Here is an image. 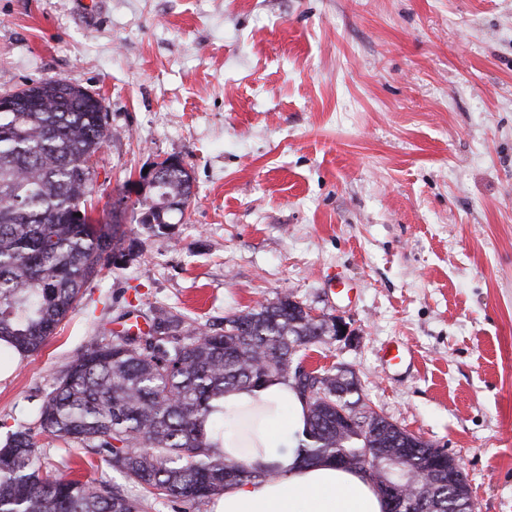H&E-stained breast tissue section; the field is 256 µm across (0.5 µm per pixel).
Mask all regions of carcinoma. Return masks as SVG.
<instances>
[{"label": "carcinoma", "mask_w": 512, "mask_h": 512, "mask_svg": "<svg viewBox=\"0 0 512 512\" xmlns=\"http://www.w3.org/2000/svg\"><path fill=\"white\" fill-rule=\"evenodd\" d=\"M0 111V356L38 351L77 304L87 282L125 257L117 224L77 216L91 197V159L106 136L103 99L63 78L12 93ZM195 194L184 166L166 169L138 201L137 223L172 233ZM291 295L224 317L218 330L190 329L175 314L143 336H108L78 353L38 409L41 432L98 456L156 498L204 501L241 481L276 477L224 459L209 442L211 402L238 388L283 378L308 406L310 459L364 471L368 448L386 457L369 474L394 476L421 512H472L469 491L448 483L435 448L350 396L354 374L288 372L300 348L334 335ZM354 414L346 422L340 411ZM0 512H142L116 490L55 475L30 428L0 446Z\"/></svg>", "instance_id": "1"}]
</instances>
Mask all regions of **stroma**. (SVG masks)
Masks as SVG:
<instances>
[{
    "instance_id": "stroma-1",
    "label": "stroma",
    "mask_w": 512,
    "mask_h": 512,
    "mask_svg": "<svg viewBox=\"0 0 512 512\" xmlns=\"http://www.w3.org/2000/svg\"><path fill=\"white\" fill-rule=\"evenodd\" d=\"M64 78L103 99L94 214L182 160L172 234L83 289L0 380V442L73 356L170 312L191 328L284 294L347 337L301 350L364 403L459 460L473 512H512V0H0V94ZM41 460L141 500L100 459L38 435Z\"/></svg>"
}]
</instances>
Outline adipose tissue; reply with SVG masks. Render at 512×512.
Returning a JSON list of instances; mask_svg holds the SVG:
<instances>
[{
	"mask_svg": "<svg viewBox=\"0 0 512 512\" xmlns=\"http://www.w3.org/2000/svg\"><path fill=\"white\" fill-rule=\"evenodd\" d=\"M307 413L305 400L281 379L226 392L215 402L210 443L225 459L275 470L277 477L226 487L213 512H384L366 474L306 459L300 443Z\"/></svg>",
	"mask_w": 512,
	"mask_h": 512,
	"instance_id": "ef3b65f1",
	"label": "adipose tissue"
}]
</instances>
